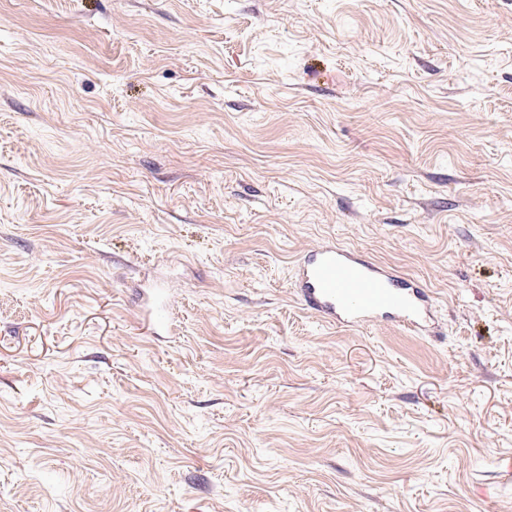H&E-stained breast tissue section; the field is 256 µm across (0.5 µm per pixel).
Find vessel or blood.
I'll use <instances>...</instances> for the list:
<instances>
[{"mask_svg": "<svg viewBox=\"0 0 512 512\" xmlns=\"http://www.w3.org/2000/svg\"><path fill=\"white\" fill-rule=\"evenodd\" d=\"M294 288L301 304L331 325L355 330L387 323L420 334L429 332L434 322L428 288L333 241L312 248L296 262ZM153 295L155 308L147 318L152 330L168 320L170 292L161 286Z\"/></svg>", "mask_w": 512, "mask_h": 512, "instance_id": "obj_1", "label": "vessel or blood"}]
</instances>
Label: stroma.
Returning a JSON list of instances; mask_svg holds the SVG:
<instances>
[{"instance_id": "obj_1", "label": "stroma", "mask_w": 512, "mask_h": 512, "mask_svg": "<svg viewBox=\"0 0 512 512\" xmlns=\"http://www.w3.org/2000/svg\"><path fill=\"white\" fill-rule=\"evenodd\" d=\"M0 512H512V0H0ZM294 288L301 304L331 325L355 330L387 323L420 334L435 322L428 288L333 241L296 262ZM153 295L156 303L155 309L147 318L148 327L152 333L158 326L165 324L168 320L167 300L170 292L164 285H160L158 288L153 289Z\"/></svg>"}]
</instances>
